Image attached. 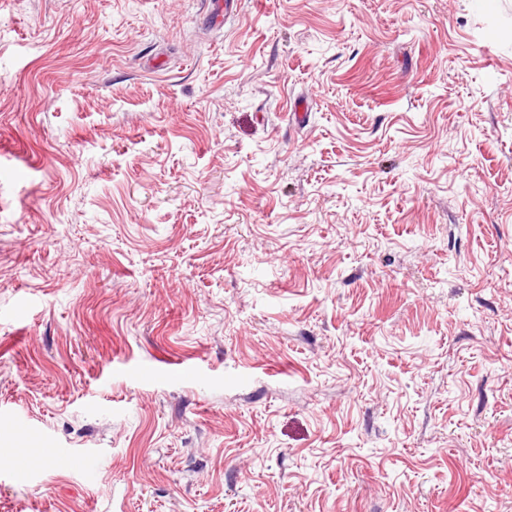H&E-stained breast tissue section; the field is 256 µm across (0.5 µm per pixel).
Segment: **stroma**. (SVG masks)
Listing matches in <instances>:
<instances>
[{
	"label": "stroma",
	"instance_id": "obj_1",
	"mask_svg": "<svg viewBox=\"0 0 512 512\" xmlns=\"http://www.w3.org/2000/svg\"><path fill=\"white\" fill-rule=\"evenodd\" d=\"M0 0V512H512V0Z\"/></svg>",
	"mask_w": 512,
	"mask_h": 512
}]
</instances>
